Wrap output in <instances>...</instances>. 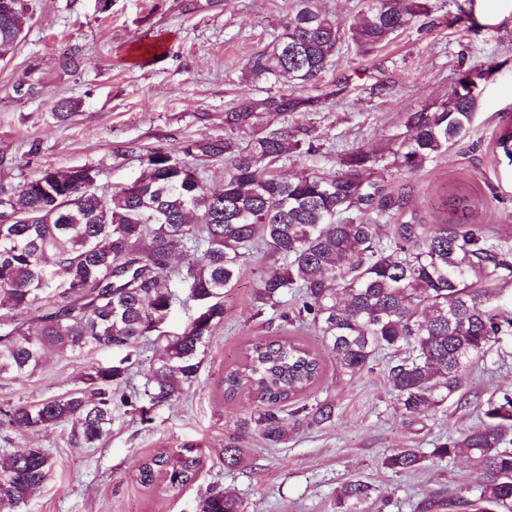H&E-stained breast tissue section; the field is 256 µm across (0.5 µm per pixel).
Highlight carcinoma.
<instances>
[{
    "instance_id": "obj_1",
    "label": "carcinoma",
    "mask_w": 512,
    "mask_h": 512,
    "mask_svg": "<svg viewBox=\"0 0 512 512\" xmlns=\"http://www.w3.org/2000/svg\"><path fill=\"white\" fill-rule=\"evenodd\" d=\"M0 10V59L21 41L31 0ZM431 0H368L349 25L319 6L296 0L294 14L271 47L254 56L249 73L272 77L276 93L245 96L224 110V140L192 141L186 156L224 158V189L212 191L188 162L162 149L147 154L148 174L110 192L89 167L46 169L17 190H0V377L33 375L50 351L82 356L106 347L115 357L95 363L83 387L34 405L0 409V425L39 429L73 424L75 444L91 448L112 423L120 401L142 415L178 397L201 367L212 330L224 321V290L243 265L263 251L255 268L256 315L276 308L288 291L297 309L285 323L310 324L340 374L372 368L377 356L408 351L386 370L400 415L410 421L436 413L460 393L475 363L502 336H512V311L493 303V291L512 283V245L491 238L478 224H421L400 198L370 179L384 157L353 150L336 175L284 179L274 166L300 154L309 132L270 123L274 116L308 112L310 97L288 91L320 77L351 43L368 54L432 16ZM488 70L462 71L452 94L406 117V133L391 149V163L409 172L448 151L469 130ZM250 132L247 140L239 133ZM512 164V127L496 142ZM181 248L179 265L170 262ZM192 289L197 311L177 332L164 330L176 289ZM154 340L162 352L149 367L150 387L118 395L138 362L139 347ZM322 376L320 356L286 336L257 339L224 373V395L250 393L255 410L224 440V466L241 463L239 435L256 432L271 446L292 428L332 420L328 400L285 414L288 404ZM481 424L423 455L400 448L382 465L407 473L444 459L463 458L482 480L474 501H448L468 512H512V391L486 402ZM202 458L193 445L139 462L145 487L177 493L194 480ZM54 466L40 448L10 454L0 466V512H21ZM196 512H247L235 492L208 488ZM336 512H381L376 487L351 479L336 490Z\"/></svg>"
}]
</instances>
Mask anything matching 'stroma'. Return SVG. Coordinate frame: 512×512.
Here are the masks:
<instances>
[{"label":"stroma","mask_w":512,"mask_h":512,"mask_svg":"<svg viewBox=\"0 0 512 512\" xmlns=\"http://www.w3.org/2000/svg\"><path fill=\"white\" fill-rule=\"evenodd\" d=\"M431 23L400 34L366 56L343 49L340 58L301 93L317 99L286 125L306 126L312 147L279 164L280 177L344 172L340 158L355 147L382 154L404 132L407 113L445 100L471 65L489 68L479 108L464 138L423 170L410 174L377 163L374 180L404 199L423 224H479L512 245V167L496 149L512 126V0H471L472 16L448 15L433 0ZM294 0H33L24 37L0 61V187L15 190L48 168L90 167L100 188L141 179L148 150H177L185 141L224 136V111L237 98L273 90V80L247 70L292 15ZM78 65L63 67V56ZM73 111H60L63 101ZM466 187L472 204L453 209L445 191ZM256 278L245 267L224 294V321L208 343L197 379L141 423L127 407L112 410L109 432L92 448L78 447L65 423L21 431L0 426V455L45 449L55 467L23 512H195L210 485L234 490L248 512H335L339 487L352 478L374 484L384 512H420L430 498L474 500L480 481L469 464L448 461L396 474L382 465L400 448L431 453L437 443L477 426L479 408L512 390V337L494 345L475 366L459 397L435 416L404 421L396 410L384 361L354 377L324 358L319 384L304 395L312 405L330 400L335 418L300 426L286 444L272 447L255 434L240 443L243 462L224 466V439L253 403L225 398L224 371L256 338L290 336L312 349L321 339L305 323L286 324L273 311L256 315ZM87 356L49 354L32 376L0 380V408L26 406L82 384ZM204 460L197 481L176 495L142 486L136 461L183 445Z\"/></svg>","instance_id":"35a3bbf8"}]
</instances>
